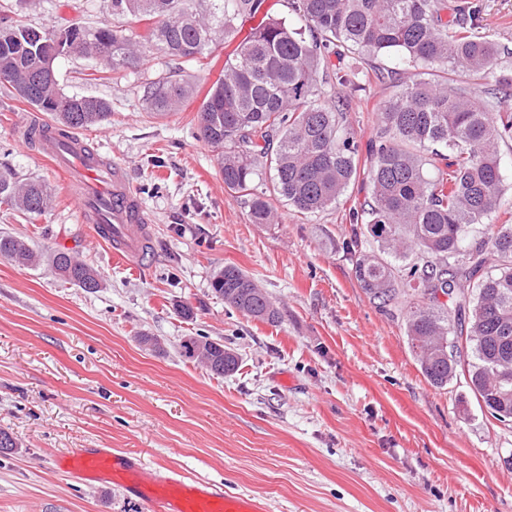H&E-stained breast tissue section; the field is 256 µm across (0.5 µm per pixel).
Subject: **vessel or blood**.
I'll return each instance as SVG.
<instances>
[{"instance_id":"obj_1","label":"vessel or blood","mask_w":512,"mask_h":512,"mask_svg":"<svg viewBox=\"0 0 512 512\" xmlns=\"http://www.w3.org/2000/svg\"><path fill=\"white\" fill-rule=\"evenodd\" d=\"M22 125L41 156L66 177L83 219L93 226L95 240L110 246L114 261L133 268L143 264L150 256L151 220L126 167L102 158L83 136H60L40 114L26 113ZM56 467L89 486L116 485L147 504L150 512H268L255 497L231 495L223 486L178 472L164 475L141 458L108 448L80 449L58 459Z\"/></svg>"}]
</instances>
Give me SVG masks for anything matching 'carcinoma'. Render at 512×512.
Instances as JSON below:
<instances>
[{"mask_svg": "<svg viewBox=\"0 0 512 512\" xmlns=\"http://www.w3.org/2000/svg\"><path fill=\"white\" fill-rule=\"evenodd\" d=\"M263 0H111L112 15L153 21L146 42L174 60L213 52L215 35L238 40L224 75L198 112V139L217 152L224 186L248 198L253 224L277 223L274 202L315 216L339 202L351 183L366 181L370 197L350 215L343 243L369 301L403 320L421 372L443 389L463 374L479 405L512 418V225L498 223L503 202L502 143L512 139V67L501 47L476 32L478 6L458 0H288L305 29L264 15L239 37ZM82 40L106 67L132 65L143 54L123 30L102 23L57 30L0 16V82L60 125L89 128L110 115L109 102L70 96L57 71L43 63L50 39ZM395 55L416 73L380 103L368 162L349 128V101L321 97L359 87L367 63ZM336 57L338 65H330ZM194 93L175 69L147 91L150 111L164 116ZM0 201L33 216L51 205L46 186L0 172ZM472 224H493L482 242L466 243ZM377 244L362 250L363 240ZM0 257L30 263L28 243L0 235ZM51 263L58 275L87 291L98 273L65 250ZM212 293L255 320L274 324L279 311L241 269L226 266ZM179 353L222 377L239 367L224 344L185 337Z\"/></svg>", "mask_w": 512, "mask_h": 512, "instance_id": "cac0c4a2", "label": "carcinoma"}]
</instances>
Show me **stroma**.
Listing matches in <instances>:
<instances>
[{"mask_svg":"<svg viewBox=\"0 0 512 512\" xmlns=\"http://www.w3.org/2000/svg\"><path fill=\"white\" fill-rule=\"evenodd\" d=\"M484 32L512 47V0H476ZM36 27L101 23L142 39L149 24L112 14L110 0H0ZM227 50L173 63L156 45L139 64L97 69L58 61L64 92L107 100L112 114L84 129L99 153L126 165L152 220L151 257L132 270L95 242L64 179L26 143L30 106L0 85V171L46 182L48 214L0 202V234L36 251L76 254L99 275L87 292L48 262L0 258V512H148L118 487L91 488L59 472L80 448H115L151 465L265 499L272 512H512V421L480 407L465 378L433 387L401 319L365 296L342 245L349 212L368 198L351 184L336 206L306 218L277 203L278 221L251 223L216 155L197 138V113ZM195 86L179 112L154 117L145 91L173 67ZM390 84L366 81L349 112L360 142L378 123ZM232 265L280 311L263 323L210 291ZM193 309L180 316L181 306ZM142 335L162 348L146 349ZM185 336H205L239 357L211 375L182 357Z\"/></svg>","mask_w":512,"mask_h":512,"instance_id":"stroma-1","label":"stroma"}]
</instances>
